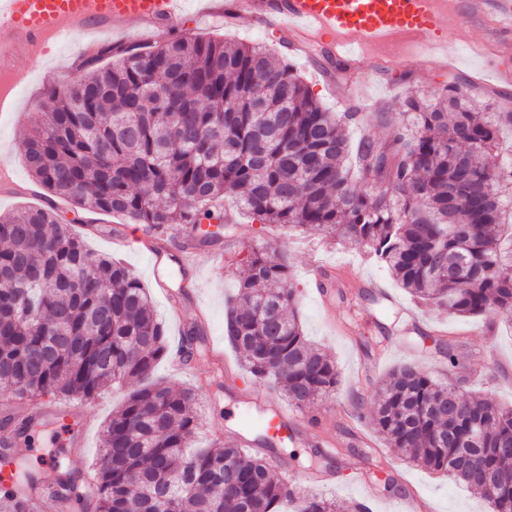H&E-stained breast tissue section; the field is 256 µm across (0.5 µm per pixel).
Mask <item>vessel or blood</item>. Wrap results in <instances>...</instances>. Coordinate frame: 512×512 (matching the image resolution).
<instances>
[{
  "mask_svg": "<svg viewBox=\"0 0 512 512\" xmlns=\"http://www.w3.org/2000/svg\"><path fill=\"white\" fill-rule=\"evenodd\" d=\"M197 12L247 17L267 29L333 47L351 62L369 52L392 58L404 44L441 47L449 27L460 20L488 21L502 34L499 53L512 54V0H199ZM182 15V0H0V76L24 82L27 74L14 59L42 51L48 40L117 35L133 23L160 39ZM32 414L39 421L51 416L39 407ZM51 417L81 432L91 425L78 412Z\"/></svg>",
  "mask_w": 512,
  "mask_h": 512,
  "instance_id": "b4317fda",
  "label": "vessel or blood"
}]
</instances>
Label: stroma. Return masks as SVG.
I'll use <instances>...</instances> for the list:
<instances>
[{"instance_id": "stroma-1", "label": "stroma", "mask_w": 512, "mask_h": 512, "mask_svg": "<svg viewBox=\"0 0 512 512\" xmlns=\"http://www.w3.org/2000/svg\"><path fill=\"white\" fill-rule=\"evenodd\" d=\"M202 27L204 36L238 43L258 44L276 54L278 59L291 64L306 83L314 97L332 112L343 113L363 103L365 111L383 112L388 116V130L398 129L403 117L401 100L410 91L434 99L453 83H465L468 93L481 103L491 105L499 112L512 111V84L503 85L489 78L485 67L512 69V57L491 54V39L485 28L460 22L446 35L448 48L454 60L444 64L440 57H427L416 53L413 59L397 58L391 66L378 64L374 55H366L359 64L347 72H336L323 58L303 52L285 50L287 34H276L246 18L229 16L214 18L199 25L193 0H188L181 30ZM84 53L77 42H49L43 53L17 59L19 67L27 69L28 84L15 90L18 100L16 112L0 115V166H7L11 185L0 193V213H10L27 206L45 202V192L27 171L23 160V140L27 131L40 116L42 89L47 83L63 86L78 77V63ZM53 204L63 222L71 224L75 233L82 235L93 253L120 259L138 276L148 289L152 309L167 326L169 337H176L179 326L196 321V309L205 306L209 316L203 324L204 336L212 344L223 346L227 373L223 389H205L199 392L194 413L201 431L200 445L223 440L229 429L239 428L249 406L243 398L251 385L241 370L237 355L226 347L224 340V301L234 294L238 283L246 275L245 261L252 244L271 238L276 252L288 259V269L299 291V310L303 331L308 340L328 354L340 371L335 391L311 405L310 410L321 413L326 406L350 405L358 407V427L345 426L341 416H332L316 427L294 436L293 440L279 444L277 452L289 472L301 475V465L311 445L337 435L346 443L355 442L358 435L373 436L372 409L374 391L387 373L395 367L412 365L435 375H444L448 360H455L453 377L463 391L477 393L501 405L512 406V311L502 313L497 321L498 334L487 339L483 334L484 322L478 318H451L442 311H424V323H415L410 317L400 321L381 315V301H361L359 325L352 335H343L329 328L325 313H332L337 321H344L345 300L352 287L340 265L355 267L365 277L384 279L401 303H410L411 297L397 288L393 279L379 267L363 249L334 247L317 236L293 228H275L265 233L253 216H239L232 225L230 235L219 244L197 252L199 263L186 267L185 278L196 284L190 302L181 307V320H174L171 303L155 285L156 277L168 278L179 284L181 278L172 274L171 255L186 238L189 228L175 225L165 236L169 243L168 257L152 262L142 242L150 232L145 225L109 214L91 215L76 211L66 200L57 198ZM322 261L335 268L334 286L328 292L327 306H320L312 297L314 284L308 273L313 261ZM390 341L384 351L379 371L370 379L357 378L356 366L364 358L365 343L380 334ZM128 394L127 389H110L95 398V425L82 449L69 445V436L50 425L57 441L58 452L42 453V436L20 443L17 453L33 464L41 466L51 462L57 467L82 476L94 464L101 447V436L113 412L118 410ZM385 456L399 476L405 477L427 502L431 512H490V506L481 494L454 485L446 476L434 473L408 461L393 449H385Z\"/></svg>"}]
</instances>
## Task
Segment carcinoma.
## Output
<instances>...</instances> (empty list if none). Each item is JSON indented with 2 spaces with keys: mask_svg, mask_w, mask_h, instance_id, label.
<instances>
[{
  "mask_svg": "<svg viewBox=\"0 0 512 512\" xmlns=\"http://www.w3.org/2000/svg\"><path fill=\"white\" fill-rule=\"evenodd\" d=\"M111 62L99 65L100 59ZM24 139L33 179L50 195L97 214H119L154 232L190 224V246L226 237L224 201L262 224L292 226L363 247L418 303L452 318L494 320L512 309V156L497 167L498 133L512 112H490L459 85L435 100L409 95L401 130H368L353 144L343 120L313 97L288 63L259 45L170 38L148 50L100 48ZM0 383L13 434L39 423L21 414L52 395L89 400L137 385L105 426L93 467L96 512H282L288 486L269 462L276 416L245 425L261 448L195 447L193 387L152 382L169 353L150 296L122 262L90 252L54 206L0 214ZM288 259L265 241L225 304L224 337L255 385L303 410L336 391V362L310 344L298 318ZM185 362L201 357L203 327L182 334ZM376 439L479 492L492 512H512V408L412 366L391 371L375 395ZM20 497L0 486V512H72L82 494L48 480L0 447ZM362 468L387 473L368 445ZM498 484L487 486L486 475ZM295 512H340L336 499L303 492Z\"/></svg>",
  "mask_w": 512,
  "mask_h": 512,
  "instance_id": "1",
  "label": "carcinoma"
}]
</instances>
